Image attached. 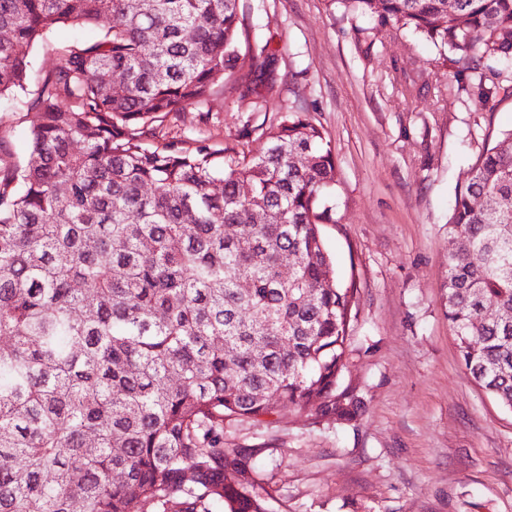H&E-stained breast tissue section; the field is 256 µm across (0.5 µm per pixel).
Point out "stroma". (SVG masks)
Segmentation results:
<instances>
[{
	"instance_id": "1",
	"label": "stroma",
	"mask_w": 512,
	"mask_h": 512,
	"mask_svg": "<svg viewBox=\"0 0 512 512\" xmlns=\"http://www.w3.org/2000/svg\"><path fill=\"white\" fill-rule=\"evenodd\" d=\"M246 22L280 51L281 95H236L159 128L184 147L258 151L264 131L303 97L338 166L332 223L321 232L338 284L354 285L344 384L364 408L351 421L281 410L228 419L224 445L256 448L268 512H512V412L461 364L448 324L449 205L477 155L512 129V97L483 108L448 79L441 51L340 0H243ZM100 26L57 28L27 50L37 71L56 46ZM36 115L0 102V134L27 152Z\"/></svg>"
}]
</instances>
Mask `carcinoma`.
<instances>
[{
	"label": "carcinoma",
	"instance_id": "carcinoma-1",
	"mask_svg": "<svg viewBox=\"0 0 512 512\" xmlns=\"http://www.w3.org/2000/svg\"><path fill=\"white\" fill-rule=\"evenodd\" d=\"M240 2L0 0V99L37 115L24 160L0 135V512H267L261 449L224 447V420L361 408L341 382L355 288L320 230L338 177L323 128L298 103L255 155L157 140L216 93L277 91ZM342 2L456 54L482 107L512 94L489 65L512 61V0ZM100 21L33 71L25 48ZM448 233L459 358L512 411V129Z\"/></svg>",
	"mask_w": 512,
	"mask_h": 512
}]
</instances>
